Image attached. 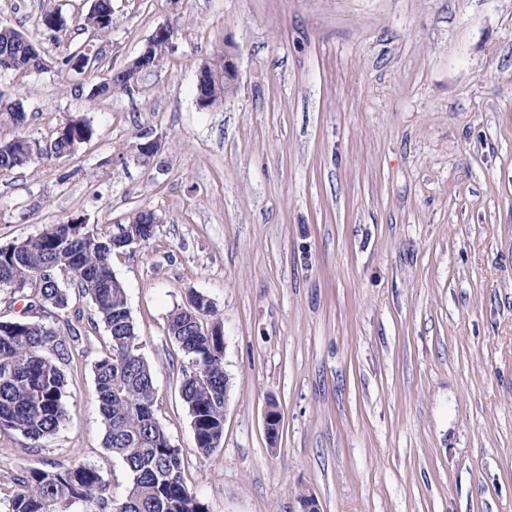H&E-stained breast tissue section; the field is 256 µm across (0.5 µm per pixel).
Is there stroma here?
<instances>
[{
    "label": "stroma",
    "instance_id": "1",
    "mask_svg": "<svg viewBox=\"0 0 512 512\" xmlns=\"http://www.w3.org/2000/svg\"><path fill=\"white\" fill-rule=\"evenodd\" d=\"M91 4L0 0V24ZM112 17L105 79L177 30L131 91L92 100L52 68L0 81L38 147L0 178V246L161 216L112 271L188 490L206 512H299L303 491L321 512H512V0H112ZM227 46L238 89L200 109L197 71ZM72 115L92 138L44 158ZM192 291L222 318L229 381L206 457L168 334ZM69 311L84 319L61 365L70 419L38 444L0 428L1 500L22 472L75 460L114 498L130 483L103 446L109 336L86 297Z\"/></svg>",
    "mask_w": 512,
    "mask_h": 512
}]
</instances>
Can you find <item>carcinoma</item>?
Returning <instances> with one entry per match:
<instances>
[{
	"label": "carcinoma",
	"mask_w": 512,
	"mask_h": 512,
	"mask_svg": "<svg viewBox=\"0 0 512 512\" xmlns=\"http://www.w3.org/2000/svg\"><path fill=\"white\" fill-rule=\"evenodd\" d=\"M112 0H92L90 9L70 27L56 11L35 19L37 33L50 37L64 50L46 60L38 39L13 28H0V76H28L49 67L74 72L80 44L72 33L93 30L96 40L112 36ZM87 79L91 93L104 97L118 88L130 89L122 69L97 80L99 67ZM22 105L0 94V176L30 163V141L21 134ZM55 152H68L74 140L90 139L93 129L83 116L71 115L61 126ZM86 224H51L45 231L0 250V290L21 291L51 265L58 278L42 279L37 289L42 304L57 315L69 308V291L89 298L97 320L110 337V347L94 363L96 390L105 425L104 448L128 468L131 483L119 501L100 470L77 462L68 467L33 469L14 479L7 512H69L82 501L109 512H204V506L185 487L183 457L157 421L154 371L139 353V336L128 312L125 288L112 273V238ZM193 313L180 308L170 314L168 332L190 358L193 371L184 374L182 398L192 418L198 451L208 455L224 436V333L217 310L206 296L192 292ZM210 319L213 335L199 333L191 315ZM71 335H61L41 317L0 323V428L18 431L39 442L54 435L69 419L64 402L65 381L56 360L68 355Z\"/></svg>",
	"instance_id": "obj_1"
}]
</instances>
